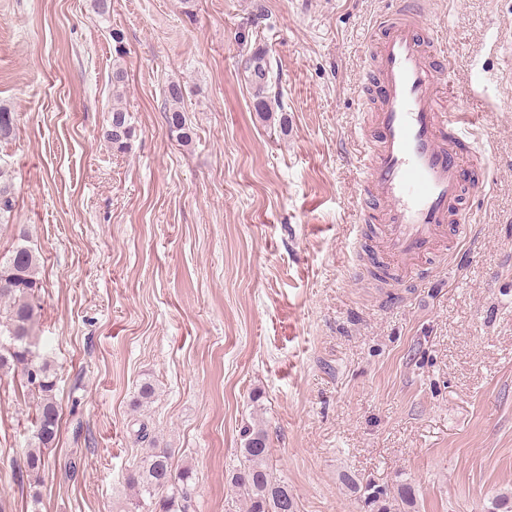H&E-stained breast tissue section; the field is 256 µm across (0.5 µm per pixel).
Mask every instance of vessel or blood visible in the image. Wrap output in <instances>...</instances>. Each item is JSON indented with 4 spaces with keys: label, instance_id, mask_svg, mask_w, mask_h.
I'll return each instance as SVG.
<instances>
[{
    "label": "vessel or blood",
    "instance_id": "vessel-or-blood-1",
    "mask_svg": "<svg viewBox=\"0 0 512 512\" xmlns=\"http://www.w3.org/2000/svg\"><path fill=\"white\" fill-rule=\"evenodd\" d=\"M376 71L367 94L373 152L358 156L366 191L384 205L387 266L423 278L435 244L466 235L471 191L486 171L471 113L441 110L438 87L450 72L446 35L426 25L418 0H398L374 31Z\"/></svg>",
    "mask_w": 512,
    "mask_h": 512
}]
</instances>
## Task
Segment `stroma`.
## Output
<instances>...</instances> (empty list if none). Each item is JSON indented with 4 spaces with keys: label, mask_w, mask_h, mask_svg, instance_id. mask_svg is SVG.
Masks as SVG:
<instances>
[{
    "label": "stroma",
    "mask_w": 512,
    "mask_h": 512,
    "mask_svg": "<svg viewBox=\"0 0 512 512\" xmlns=\"http://www.w3.org/2000/svg\"><path fill=\"white\" fill-rule=\"evenodd\" d=\"M389 2L111 0L103 22L91 0H0L16 125L0 165L17 200L0 255L26 225L32 351L62 408L50 466L30 476L34 404L0 372V512H135L143 425L192 469V512H239L229 474L249 426L297 512H369L348 477L409 485L418 512L512 497V0H424L448 35L442 103L477 117L488 181L471 237L439 243L428 278L380 282L381 217L359 222L353 156ZM257 51L279 76L268 121L245 72ZM172 82L187 144L165 118ZM116 105L135 129L123 153L102 138Z\"/></svg>",
    "instance_id": "1"
}]
</instances>
